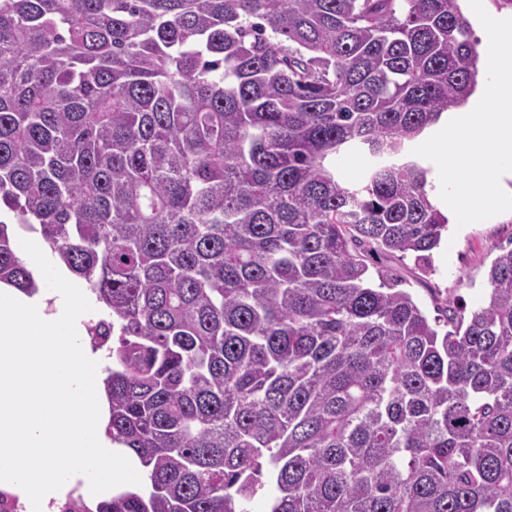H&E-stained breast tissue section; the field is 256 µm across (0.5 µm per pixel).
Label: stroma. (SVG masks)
<instances>
[{
    "instance_id": "1",
    "label": "stroma",
    "mask_w": 512,
    "mask_h": 512,
    "mask_svg": "<svg viewBox=\"0 0 512 512\" xmlns=\"http://www.w3.org/2000/svg\"><path fill=\"white\" fill-rule=\"evenodd\" d=\"M512 240V212H505L460 229L450 250L435 249L426 261L413 257L380 255L377 267L400 277L415 301L427 314L435 302L452 299L472 311L486 299L487 271L501 246Z\"/></svg>"
}]
</instances>
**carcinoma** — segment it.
Listing matches in <instances>:
<instances>
[{
    "mask_svg": "<svg viewBox=\"0 0 512 512\" xmlns=\"http://www.w3.org/2000/svg\"><path fill=\"white\" fill-rule=\"evenodd\" d=\"M477 46L457 0H0V284L19 225L101 304L146 484L60 512H512V240L468 316L367 263L439 245L411 150ZM354 157L362 159V165L357 170H354L351 167V160ZM370 163L371 159L367 153L363 151H350L341 157L337 164L336 172L341 179L349 182H356L363 177Z\"/></svg>",
    "mask_w": 512,
    "mask_h": 512,
    "instance_id": "cac0c4a2",
    "label": "carcinoma"
}]
</instances>
